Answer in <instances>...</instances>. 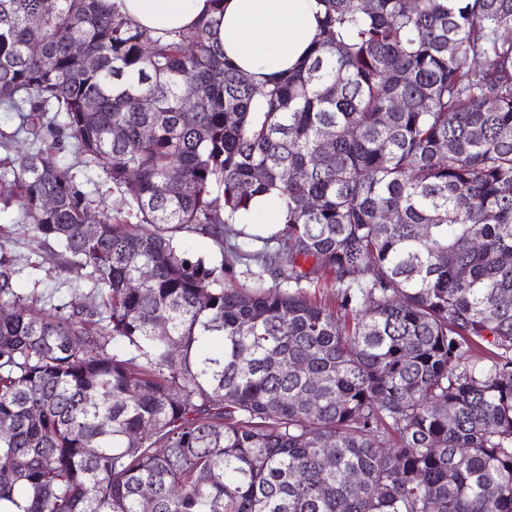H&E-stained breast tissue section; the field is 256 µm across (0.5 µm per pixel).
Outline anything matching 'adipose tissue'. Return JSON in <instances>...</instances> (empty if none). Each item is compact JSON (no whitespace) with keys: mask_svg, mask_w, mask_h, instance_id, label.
<instances>
[{"mask_svg":"<svg viewBox=\"0 0 512 512\" xmlns=\"http://www.w3.org/2000/svg\"><path fill=\"white\" fill-rule=\"evenodd\" d=\"M139 25L157 31L194 26L213 13V0H119ZM215 38L255 83L294 68L316 34L315 0H223Z\"/></svg>","mask_w":512,"mask_h":512,"instance_id":"ef3b65f1","label":"adipose tissue"}]
</instances>
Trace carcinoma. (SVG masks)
I'll return each instance as SVG.
<instances>
[{
    "instance_id": "cac0c4a2",
    "label": "carcinoma",
    "mask_w": 512,
    "mask_h": 512,
    "mask_svg": "<svg viewBox=\"0 0 512 512\" xmlns=\"http://www.w3.org/2000/svg\"><path fill=\"white\" fill-rule=\"evenodd\" d=\"M44 2L0 0V201L94 303L23 295L0 256V504L512 512V0H317L262 87L216 17ZM267 202L264 200L256 201L251 214L247 215L242 224H250L252 223V215L260 210H263L267 207ZM274 221V213L270 207H268L264 212L258 213L253 217V224H250L251 232L255 233H266L271 230L272 224ZM187 242L196 255L204 256L216 264L224 260L215 243L206 235L188 234Z\"/></svg>"
}]
</instances>
